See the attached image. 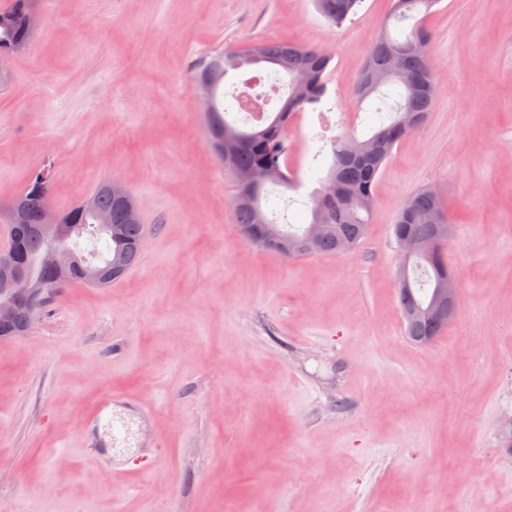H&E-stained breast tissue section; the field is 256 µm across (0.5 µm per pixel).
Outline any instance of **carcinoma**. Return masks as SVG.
Segmentation results:
<instances>
[{"label": "carcinoma", "mask_w": 512, "mask_h": 512, "mask_svg": "<svg viewBox=\"0 0 512 512\" xmlns=\"http://www.w3.org/2000/svg\"><path fill=\"white\" fill-rule=\"evenodd\" d=\"M34 0H11L8 7L0 10V58L13 57L24 52L32 35L24 25L27 12ZM362 0H314L316 9L330 24L341 25L356 15ZM441 0H391V11L381 27L377 40L371 46L365 68L358 81V96L364 100L381 87L368 83L372 72L388 73L386 85L397 89L398 100L388 105L391 114L388 123L381 125L369 138H336L331 147L332 163L323 187L313 199L312 224L325 225V231L316 251L318 255L333 256L342 253L340 243L346 242L348 249L357 248L367 237L370 217L375 202L377 178L395 146L418 129L420 122L430 116L438 95L431 65V35L423 25V16L434 11ZM263 51L265 63L273 67L274 73L284 75L287 82L284 92L278 96L275 112L251 130H243L228 120L235 110V103L218 105L219 87L209 84L210 74L217 67L224 75L242 73L251 65V53ZM330 54L311 46L286 41L262 42L240 50H221L199 59L193 67V81L200 93L212 99L214 111L207 115L209 141L228 127L237 135V145L224 160V168L237 181L234 204L236 226L248 228L263 224L280 236L301 238L307 228L293 229L277 223V217H269L262 206L267 186L291 188L294 181L288 172V127L294 117L306 107L319 102L325 95ZM265 167L270 173L268 185L252 188L240 182V173ZM38 172L29 177L24 190L11 202L18 211L19 228L26 225L43 224L49 209L51 180L36 186ZM110 181H101L94 191L72 205L68 210L54 216V223L67 232L66 242L79 248L80 240L106 241L107 254L95 250L89 252L104 271L110 273L119 267V273L106 280L103 287L122 279L140 258V241L145 228L141 223L128 220L124 208L112 196ZM112 213V229L104 231L94 224L92 211ZM449 224L443 200L430 189L421 190L403 203L392 223L393 236L410 232L421 238L436 235V225ZM19 255L34 278L49 276L38 263L39 255L48 247V242L34 233H21L17 238ZM118 265H113L116 258ZM409 277V290L397 289L401 312L412 308H423L433 298L439 283L448 281L452 268L443 247H438L428 256L405 259L401 268ZM445 327L421 316L405 324V334L416 344L421 337H438Z\"/></svg>", "instance_id": "carcinoma-1"}]
</instances>
